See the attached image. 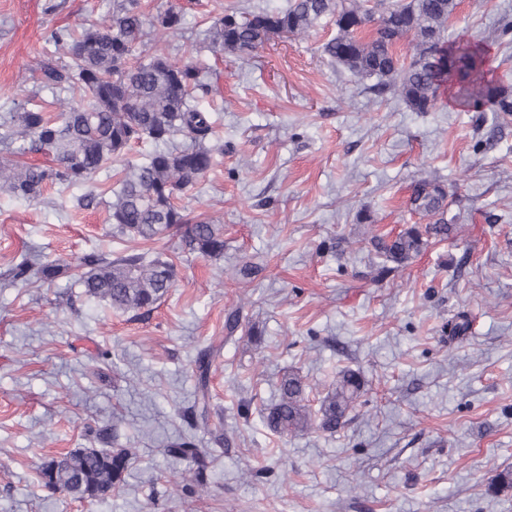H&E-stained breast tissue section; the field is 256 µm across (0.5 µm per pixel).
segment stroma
<instances>
[{"label": "stroma", "mask_w": 512, "mask_h": 512, "mask_svg": "<svg viewBox=\"0 0 512 512\" xmlns=\"http://www.w3.org/2000/svg\"><path fill=\"white\" fill-rule=\"evenodd\" d=\"M251 1L287 3L192 0L182 32L154 31L145 52L195 57L197 33ZM111 13L112 0H0V112L35 90L52 30ZM507 22L512 0H457L447 33L481 42L512 92ZM336 32L326 18L219 63L224 153L179 204L223 225L224 254L185 253L176 236L149 245L176 270L150 309L110 312L74 280L86 254L123 246L104 208H76L78 189L60 184L39 205L0 190V512H512V491L489 486L512 470V115L462 112L443 94L414 112L375 95L373 78L322 55ZM424 178L445 185L458 234L376 275L370 238L421 223L409 197ZM25 253L59 274L8 279ZM245 262L259 268L248 281L234 275ZM232 308L259 335L227 333ZM461 315L471 328L451 335ZM212 337L223 342L212 424L232 445L208 492L191 498L187 463L164 448L210 440L183 414ZM343 369L363 387L335 434L265 426L259 410L285 374L306 377L315 407ZM103 446L134 452L110 498L41 486L45 456Z\"/></svg>", "instance_id": "1"}]
</instances>
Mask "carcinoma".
<instances>
[{
  "label": "carcinoma",
  "mask_w": 512,
  "mask_h": 512,
  "mask_svg": "<svg viewBox=\"0 0 512 512\" xmlns=\"http://www.w3.org/2000/svg\"><path fill=\"white\" fill-rule=\"evenodd\" d=\"M456 0H396L379 18L353 0H288L277 11L243 12L236 8L216 19L206 49L219 61L228 53L246 60L275 36L306 32L327 15L336 16L338 33L323 44L329 60L357 77L379 79L374 92L398 96L414 112L436 108L438 91L450 87L456 105L468 112L512 113V99L488 78V50L480 43L455 45L445 40L446 23ZM186 8L171 6L155 19L139 9L138 0H116L112 16L91 22L79 33L51 31L36 66L38 93L0 114V143L18 160L0 161V188L29 202L44 200L53 183L80 187L79 206L107 208L112 236L131 243L121 252L92 253L77 265L76 281L90 300L115 312L150 308L172 288L174 264L147 257L137 243L180 234L183 249L203 257L224 253L223 226L190 216L176 205L215 166L224 144L214 137L212 116L200 99L220 94L217 67L198 60L173 61L163 55L136 57L156 28L182 30ZM374 23L369 40L359 34ZM411 38L410 61L401 60L396 44ZM47 90L52 100L39 96ZM56 105V117L47 107ZM149 142L143 161L129 163L117 181L99 184L96 177L112 169L134 143ZM42 154L46 161H26ZM411 210L427 219L391 238L374 237L383 262L404 265L418 256L429 239L446 240L448 191L436 180H422L412 189ZM57 267L33 269L24 257L10 264L12 280L38 274L48 280ZM214 346L196 359L197 390L184 419L194 428H208L207 373ZM361 379L352 370L338 373L332 388L314 410L307 385L297 374L281 380L276 401L261 409L266 426L279 435L303 432L314 425L334 433L345 422L360 393ZM167 455L193 462L186 490L198 494L211 483V453L189 438L168 445ZM128 448H75L46 458L38 469L42 486L75 499L100 501L121 487L129 467Z\"/></svg>",
  "instance_id": "1"
}]
</instances>
